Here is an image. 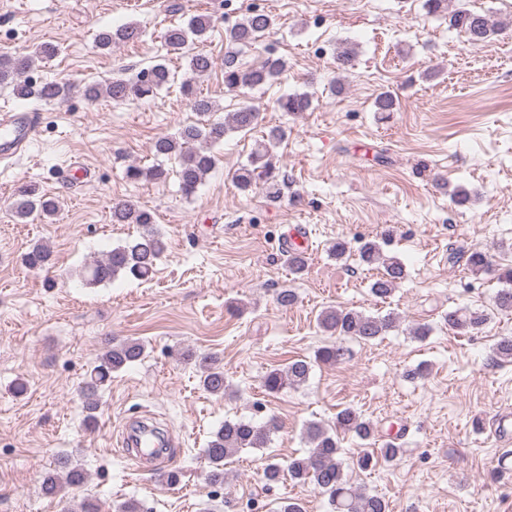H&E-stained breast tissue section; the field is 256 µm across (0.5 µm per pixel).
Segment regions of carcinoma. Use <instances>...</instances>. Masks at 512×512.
Instances as JSON below:
<instances>
[{
  "label": "carcinoma",
  "instance_id": "1",
  "mask_svg": "<svg viewBox=\"0 0 512 512\" xmlns=\"http://www.w3.org/2000/svg\"><path fill=\"white\" fill-rule=\"evenodd\" d=\"M427 13L448 16L449 27L463 32L468 40L479 45L486 42L499 27V22L490 14H481L459 8L448 12V0H424ZM212 18L208 14L192 16L187 26H171L164 33V43L169 53L185 59L189 79L182 84L186 93H191V81L208 75L213 67V58L203 50H194L190 37L203 38L212 28ZM274 24L271 16L264 12H250L226 31L224 52V86L228 89L258 87L272 84L287 70L285 59L269 55L260 66L244 69L238 62V54L243 46L256 43ZM141 36L140 29L131 23L105 30L97 36V47L107 50L120 43L134 42ZM57 54L51 43L41 44L34 54L16 53L0 55V85L13 86L16 96L26 99L31 94V86L26 75L34 65V59H49ZM171 81V72L163 63L141 70L135 78H114L105 84H88L84 87L85 97L94 100L105 95L115 102L147 100ZM73 90L72 84L48 81L38 89L43 100L67 98ZM310 106L306 94H289L278 100L283 112H304ZM260 113L253 107L244 105L224 121H207L180 128L172 135L157 138L153 144L156 155L174 159L178 163L176 176L180 188L187 196L193 195L203 184L207 174L214 168L216 158L210 147L221 143L230 130H245L256 125ZM286 130L280 126L269 129L266 140L256 145L248 163L237 170L234 181L239 190L246 192L260 185L270 195L279 192V170L276 166L272 147L284 140ZM166 177L161 166L142 168L132 165L126 170V178L132 183L143 180H160ZM15 216L25 220L37 214L52 216L57 212V201L40 194L32 186L21 187L12 203ZM112 223L137 224L138 237L117 247L101 257H95L82 268L84 285L96 287L116 280L118 277L139 281L151 279L158 261L164 255L167 245L164 234L156 225L154 215L129 202L117 203L112 207ZM362 263L377 270V276L370 286L371 294L379 299L389 297L396 284L404 277V265L394 256L384 254L375 241L365 242L359 250ZM23 263L33 270L48 269L52 263L50 248L36 243L24 254ZM490 265V255L481 250L468 253L466 266L477 275ZM505 287L495 296L496 306L504 311L512 309V267L500 274ZM444 324L454 331L479 330L487 322V315L479 310L453 309L441 316ZM320 328L336 337V342L316 351L314 360L296 359L283 369L270 370L263 380V387L269 394H278L286 387H298L309 378L312 362L340 363L350 354L344 340L353 339L370 343L396 327L398 316L389 313L385 316L366 315L356 310L327 308L318 316ZM145 351V345L138 339L112 338L107 341L99 362L87 375L83 386L87 420L95 419L98 409V393L111 382L112 373L118 372L138 361ZM202 388L212 395H224L229 389L224 376V366L214 354L196 357ZM278 424L271 419L263 425L245 420H226L213 434L204 456L208 463L206 480L211 485L222 486L225 482L224 461L245 448H265ZM336 430L352 434L361 441L375 438L374 425L364 419L357 410L346 407L336 414ZM310 449L305 456L295 457L287 468L271 462L264 469L266 483H276L283 475L290 479L313 486L318 492L328 496L331 512H388L385 498L372 495L360 486H355L345 477L340 459L337 434L318 423H310L304 431ZM64 473L53 470L45 473L42 488L46 495L57 496L67 488L78 487L87 480V473L78 465L64 463Z\"/></svg>",
  "mask_w": 512,
  "mask_h": 512
}]
</instances>
